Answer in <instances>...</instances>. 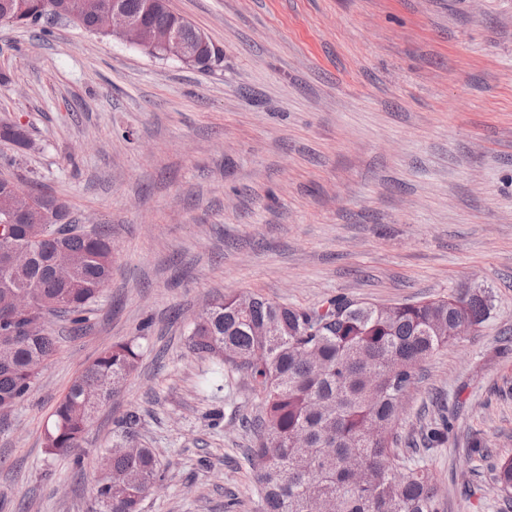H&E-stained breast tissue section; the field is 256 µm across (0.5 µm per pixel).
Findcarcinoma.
I'll use <instances>...</instances> for the list:
<instances>
[{"instance_id": "cac0c4a2", "label": "carcinoma", "mask_w": 512, "mask_h": 512, "mask_svg": "<svg viewBox=\"0 0 512 512\" xmlns=\"http://www.w3.org/2000/svg\"><path fill=\"white\" fill-rule=\"evenodd\" d=\"M144 26L174 27L198 55L206 71L219 50L199 39V30L173 12L167 0H118ZM77 11V26L106 35L112 0H0V22L49 23L47 14ZM0 131L18 148L29 146L25 132L5 124ZM16 243L31 264L23 273L0 264V306L17 287H31L34 318L67 316L77 327L112 277V239L104 232L88 236L53 225L39 235L18 227ZM492 305L461 288L446 297L417 304H378L334 298L318 308L279 303L258 294L224 296L203 310L186 339L198 356L222 359L228 371L247 377L260 401L261 416L247 425L257 431L246 459L263 512H445L433 473L409 466L398 447L397 424L403 402L412 393L418 369L456 337L446 329L456 321L480 325ZM0 404L14 406L34 389L30 367L47 365L55 352L53 336L0 321ZM142 356L135 340L105 348L85 366L51 415L45 451L71 456L81 447L92 418L82 407L85 388H103L111 400L136 371ZM141 422L126 414L115 450L100 452L92 480L97 496L112 497L110 512H140L147 480H162L154 451H122ZM448 418H432L421 427L423 444L448 443ZM493 482L512 492V458L493 467Z\"/></svg>"}]
</instances>
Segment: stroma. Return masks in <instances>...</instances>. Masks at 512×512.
<instances>
[{
    "label": "stroma",
    "mask_w": 512,
    "mask_h": 512,
    "mask_svg": "<svg viewBox=\"0 0 512 512\" xmlns=\"http://www.w3.org/2000/svg\"><path fill=\"white\" fill-rule=\"evenodd\" d=\"M221 51L207 71L62 21L0 26V178L112 229V278L87 327L52 318L58 351L0 425V512H96L88 480L127 411L164 466L141 512H261L245 458L259 402L243 377L187 354L194 317L227 294L314 308L420 303L465 285L490 318L438 350L398 423L447 512H504L481 435L512 457V0H168ZM142 360L80 453L46 424L113 342ZM450 427L443 415L432 418L421 427V437L425 448H441L448 443Z\"/></svg>",
    "instance_id": "35a3bbf8"
}]
</instances>
